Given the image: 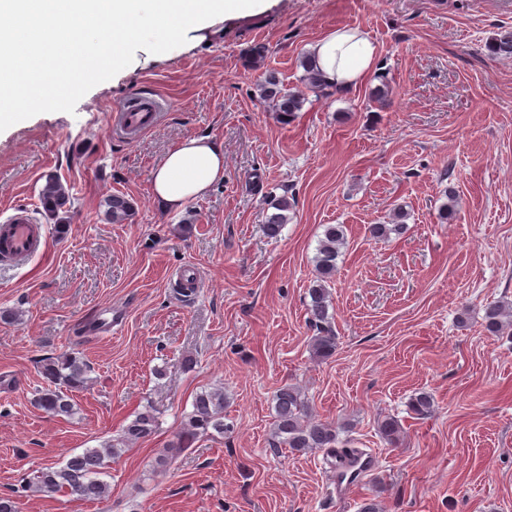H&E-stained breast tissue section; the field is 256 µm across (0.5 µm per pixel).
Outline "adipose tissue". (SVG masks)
I'll return each instance as SVG.
<instances>
[{
	"label": "adipose tissue",
	"mask_w": 512,
	"mask_h": 512,
	"mask_svg": "<svg viewBox=\"0 0 512 512\" xmlns=\"http://www.w3.org/2000/svg\"><path fill=\"white\" fill-rule=\"evenodd\" d=\"M376 49L360 28L336 29L309 47V58L330 85L346 90L366 81ZM224 179V146L208 136L179 140L154 170L152 191L162 210L181 211Z\"/></svg>",
	"instance_id": "1"
}]
</instances>
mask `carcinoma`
I'll return each mask as SVG.
<instances>
[{
  "mask_svg": "<svg viewBox=\"0 0 512 512\" xmlns=\"http://www.w3.org/2000/svg\"><path fill=\"white\" fill-rule=\"evenodd\" d=\"M490 55L502 59H512V32L501 35L490 42ZM268 55L266 44L257 42L246 51V62L252 68L262 70L261 80L256 84L259 98L268 104L281 123L286 124L302 111L307 102L306 92L328 93L331 86L322 82L308 56L300 59L304 70V88H285L279 72L265 66ZM271 213L264 224L265 234L277 238L288 223V212L295 202L286 195L276 197L267 193ZM72 197L69 190L55 177H48L40 193L43 214L54 221L55 232L66 235L67 215L71 209ZM102 206L105 215L113 224H126L135 215L134 201L122 193H111L104 197ZM405 215L393 213L391 223L372 224L369 231L372 237L385 239L391 234H401L407 230ZM346 240L345 226L327 224L319 241L314 259V278L308 288L310 301L307 304L308 322L316 331L312 337V353L318 360H327L336 352L337 336L331 326L328 309L331 304L330 284L336 274V261ZM483 331L489 336H499L512 329V309L500 302L489 303L483 308ZM42 372L53 387L40 393L36 403L45 412L61 420H70L76 414V404L70 392L84 387L89 381L91 367L82 358L72 355L47 357L43 360ZM274 419L270 429L274 445L284 446L298 454L313 450L334 448L340 443L339 427L323 422L312 413L301 388L286 383L275 392ZM409 410L421 418L432 415L436 410L435 400L428 392H419L409 401ZM159 428L158 417L149 406L138 412L125 426L118 437L104 441L98 448H87L81 453L67 457L60 466L48 465L39 469L31 483L42 492H64L78 500L100 501L109 495L110 486L101 478L105 459L116 457L128 447L153 437ZM231 426L224 422V390L214 388L203 390L193 397L192 409L183 420L182 428L167 446L166 454L157 461L166 466L176 459L189 444L203 434L222 435ZM402 428L399 420L386 416L378 421V433L390 446L400 441Z\"/></svg>",
  "mask_w": 512,
  "mask_h": 512,
  "instance_id": "obj_1",
  "label": "carcinoma"
}]
</instances>
